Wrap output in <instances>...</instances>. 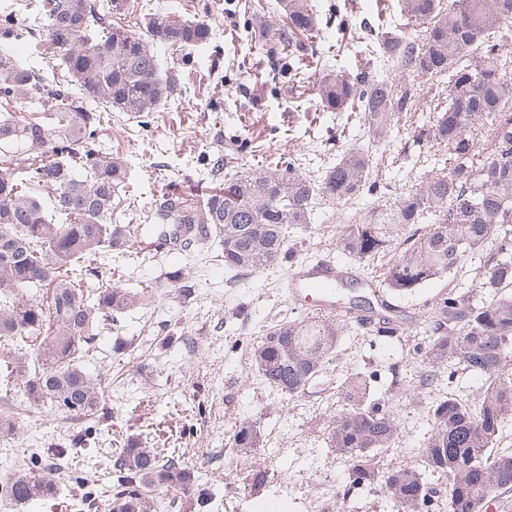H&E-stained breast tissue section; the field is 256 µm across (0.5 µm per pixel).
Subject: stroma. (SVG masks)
<instances>
[{
  "label": "stroma",
  "instance_id": "obj_1",
  "mask_svg": "<svg viewBox=\"0 0 512 512\" xmlns=\"http://www.w3.org/2000/svg\"><path fill=\"white\" fill-rule=\"evenodd\" d=\"M212 25L213 39L205 48L179 52L158 49L162 68L187 66L189 89L181 98L149 113L146 124L116 114L102 133L131 167L128 195L136 210L148 209L164 186L198 192L210 159L224 146L228 131L239 130L257 143L246 154L244 168L267 166L289 152H297L302 169L317 175L349 149L368 147L366 133L347 135L338 147L324 150L321 142L336 133L332 112H302L289 106L288 91L264 93L254 75L266 59V24H243L224 11V0H179ZM244 62L241 71L228 73L231 60ZM230 74L234 96L217 91L216 77ZM411 140L409 127L398 126L392 141L373 147L374 177L402 186L437 169L426 155L413 166L398 163V152ZM341 206L325 205L312 229L290 241L292 261L278 262L228 282L217 243L211 242L194 258L158 257L155 265H130L123 287L139 280H164L171 267L187 266L191 295L163 289L161 306L123 314L115 329L98 340L84 366L103 374L112 418L97 435L95 448L69 458L61 471L63 501L73 498L75 478L102 493L112 487L104 464L117 439L138 438L156 428L151 448H178L191 466L215 480L217 495L209 512H393L380 479L400 464L421 465L419 450L432 427L427 406L432 399L456 391L477 393L480 378L447 363L438 380L421 388L419 375L432 339L418 333L417 324L432 303L453 283L472 279L489 256L467 260L455 278L432 280L398 298L399 316L407 328L397 336H377L351 328L341 336L335 354L305 391L287 395L269 387L255 373L252 347L282 321L303 317L290 304L283 283L292 262L323 257L343 260L337 245ZM126 344L124 354L112 352L115 339ZM366 375L373 401L399 420L392 448L378 458L379 478L369 485L350 479L353 463L329 448L331 421L344 410L342 384L353 373ZM193 416H185V409ZM250 418L259 430V445L251 458L236 456L231 433L236 422ZM11 436H0V476L25 467L28 451L59 442L80 430V423L33 410L15 416ZM267 471L266 482L250 484L254 465Z\"/></svg>",
  "mask_w": 512,
  "mask_h": 512
}]
</instances>
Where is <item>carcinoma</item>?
Listing matches in <instances>:
<instances>
[{"label":"carcinoma","instance_id":"cac0c4a2","mask_svg":"<svg viewBox=\"0 0 512 512\" xmlns=\"http://www.w3.org/2000/svg\"><path fill=\"white\" fill-rule=\"evenodd\" d=\"M126 3L34 0L21 10L0 0V98L39 105L29 118L0 113V403L14 400L17 387L29 407L84 425L0 481V498L57 500L60 461L95 445L108 419L102 379L82 359L119 316L157 306L160 288L185 279L178 267L164 286L150 279L122 287L121 259L154 257L139 236H175L183 251L216 238L225 269L254 272L289 256L288 231L312 223L315 204L365 193L379 203L346 218L339 248L365 263L392 254L381 277L394 293L496 250L487 270L448 289L423 320L434 336L423 381L453 360L485 385L473 404L452 395L430 402L433 426L420 456L428 471L448 478V512H482L488 495L512 491V450L495 448L512 416V0H402L411 25L402 34L385 0H376L374 21L354 10V0H278L282 23L267 29L273 61L260 86L275 93L286 84L296 91L294 108L338 112L339 134L363 127L384 144L420 107L417 79L427 77L434 93L428 118L412 127V146L435 152L444 166L399 190L372 180L370 154L354 149L318 178L304 174L293 154L272 169L242 171L233 160L250 142L232 133L210 167L224 183L200 197L162 189L139 213L124 204L130 168L102 132L115 112L143 118L186 93L184 73L162 71L152 46L208 44L213 32L177 10L145 13L132 32L112 23ZM36 36L52 48L49 68L12 53L14 43ZM315 39L353 52L348 66L324 57L313 84L307 58ZM420 224L429 228L421 232ZM347 324L338 315L285 321L253 347L252 366L271 387L298 394L336 352ZM343 390L349 408L333 419L329 445L354 461L352 483H370L378 452L397 439L398 418L370 401L360 374L349 375ZM258 442L255 421L235 425L240 456ZM110 470L103 512H169L158 491L192 493L200 507L213 496L176 448L125 440L112 450ZM432 491L425 472L409 464L384 480L394 512H419Z\"/></svg>","mask_w":512,"mask_h":512}]
</instances>
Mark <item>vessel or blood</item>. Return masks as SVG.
<instances>
[{
    "label": "vessel or blood",
    "mask_w": 512,
    "mask_h": 512,
    "mask_svg": "<svg viewBox=\"0 0 512 512\" xmlns=\"http://www.w3.org/2000/svg\"><path fill=\"white\" fill-rule=\"evenodd\" d=\"M353 266L331 260L314 264L300 263L290 268L285 292L291 304L306 311L333 314L343 306L336 297L335 285L354 277Z\"/></svg>",
    "instance_id": "vessel-or-blood-1"
}]
</instances>
